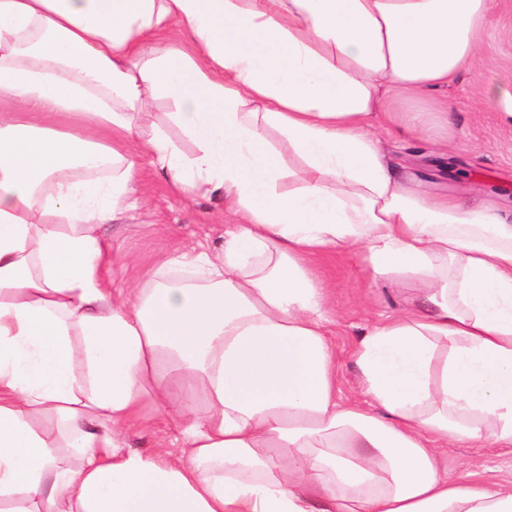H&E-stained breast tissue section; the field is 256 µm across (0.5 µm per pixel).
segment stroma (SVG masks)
<instances>
[{
  "label": "stroma",
  "instance_id": "obj_1",
  "mask_svg": "<svg viewBox=\"0 0 512 512\" xmlns=\"http://www.w3.org/2000/svg\"><path fill=\"white\" fill-rule=\"evenodd\" d=\"M500 83L512 84V0H493L492 22L479 52L454 84L422 98L389 103V111L403 113L405 123L422 128L413 135L402 125L378 120L376 131L393 167L422 174L423 191L448 193L467 205L493 199L512 215V127L500 123L485 94L486 88ZM440 100L447 101L450 112L444 127L436 115ZM133 197L135 207L100 229L112 252L103 273L116 289L147 281L162 256L194 245L220 248L224 230L233 221L223 196L187 198L145 160L137 168ZM314 264L331 288L328 330L338 397L344 403L363 402L357 384L361 335L382 316L398 311L407 289L373 278L353 249L316 258ZM143 411L155 422L147 430L127 429V448L179 457L182 436L177 427L160 420L153 399H144ZM438 463L452 481L512 483V447L484 448L460 441L439 449Z\"/></svg>",
  "mask_w": 512,
  "mask_h": 512
}]
</instances>
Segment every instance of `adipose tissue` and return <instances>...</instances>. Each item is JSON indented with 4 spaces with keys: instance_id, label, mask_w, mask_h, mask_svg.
<instances>
[{
    "instance_id": "ef3b65f1",
    "label": "adipose tissue",
    "mask_w": 512,
    "mask_h": 512,
    "mask_svg": "<svg viewBox=\"0 0 512 512\" xmlns=\"http://www.w3.org/2000/svg\"><path fill=\"white\" fill-rule=\"evenodd\" d=\"M491 2L0 0V512H512L435 458L512 446V220L419 191L373 133L468 67ZM159 99L192 156L142 135ZM143 153L235 222L116 291L99 229ZM350 246L415 288L343 405L312 261ZM151 393L180 459L125 446Z\"/></svg>"
}]
</instances>
